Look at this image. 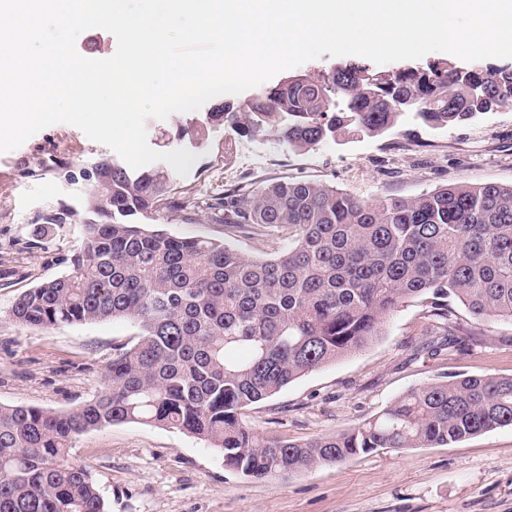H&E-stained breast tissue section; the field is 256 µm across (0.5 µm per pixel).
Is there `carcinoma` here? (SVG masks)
<instances>
[{
  "label": "carcinoma",
  "mask_w": 512,
  "mask_h": 512,
  "mask_svg": "<svg viewBox=\"0 0 512 512\" xmlns=\"http://www.w3.org/2000/svg\"><path fill=\"white\" fill-rule=\"evenodd\" d=\"M351 102L345 111L336 99ZM512 101V66L376 71L351 63L286 79L245 106L206 113L241 137L294 151L382 137L407 112L442 130ZM99 166L70 271L18 296L8 316L51 328L131 322L98 395L66 411L0 404V512H106L89 472L69 457L87 431L121 423L176 429L216 449L224 468L271 481L379 448H432L512 426V376L457 375L412 388L377 415L303 443L266 437L245 410L364 348L401 304L418 299L448 323V299L477 325L512 322V185L453 184L361 200L314 181L224 189L213 221L264 229L288 249L257 260L215 239L181 237L141 219L170 208L158 163Z\"/></svg>",
  "instance_id": "1"
}]
</instances>
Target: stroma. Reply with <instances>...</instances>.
<instances>
[{"label": "stroma", "mask_w": 512, "mask_h": 512, "mask_svg": "<svg viewBox=\"0 0 512 512\" xmlns=\"http://www.w3.org/2000/svg\"><path fill=\"white\" fill-rule=\"evenodd\" d=\"M110 153L67 123L0 153V404L65 411L92 399L113 344L135 332L125 320L42 329L7 315L23 291L68 273L92 187L84 172ZM197 155L187 175H173V207L157 223L177 236L221 239L266 259L287 240L229 234L212 222L208 203L224 187L288 178L373 199L454 183L512 185V103L442 131L409 117L387 136L307 152L220 126L205 132ZM54 214L66 215V223H50ZM38 225L43 232L36 237ZM448 307L459 326L452 344L422 303H404L366 348L254 405L248 421L263 434L303 442L350 429L408 389L456 373L512 375V323H485L472 336L464 306L452 300ZM69 455L90 472L107 512H512L510 426L448 446L382 449L272 482L226 471L203 441L138 423L83 434Z\"/></svg>", "instance_id": "35a3bbf8"}]
</instances>
